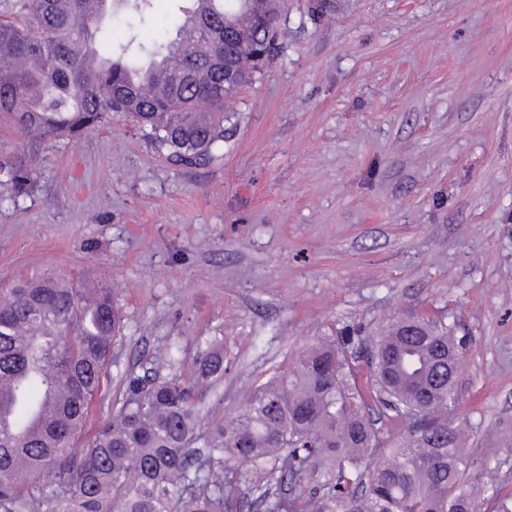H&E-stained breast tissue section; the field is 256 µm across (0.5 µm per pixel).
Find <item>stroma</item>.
Masks as SVG:
<instances>
[{
    "label": "stroma",
    "instance_id": "1",
    "mask_svg": "<svg viewBox=\"0 0 512 512\" xmlns=\"http://www.w3.org/2000/svg\"><path fill=\"white\" fill-rule=\"evenodd\" d=\"M180 0L118 15L113 43L174 37ZM277 52L229 98L222 159L180 169L126 121L50 145L35 194L0 202V288L52 273L125 317L84 438L128 375L221 342L206 404L315 340L408 310L463 348L453 416L473 452L512 420V0H280Z\"/></svg>",
    "mask_w": 512,
    "mask_h": 512
}]
</instances>
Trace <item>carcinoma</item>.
<instances>
[{"label":"carcinoma","mask_w":512,"mask_h":512,"mask_svg":"<svg viewBox=\"0 0 512 512\" xmlns=\"http://www.w3.org/2000/svg\"><path fill=\"white\" fill-rule=\"evenodd\" d=\"M19 0L0 20V117L24 140L0 150V189L37 188L51 142L73 141L114 114L131 118L155 153L176 167L222 155L234 114L225 101L251 83L276 46V7L264 26L254 0H184L175 37L147 49L105 40L104 20L142 16L153 0ZM248 28L249 41L229 34ZM192 33L200 49L184 56ZM179 60L158 91L132 80ZM123 317L112 289L32 278L0 289V512H481L498 498L481 461L512 448V423L493 447L467 453L450 418L448 325L414 309L372 336H320L291 366L272 369L239 410L217 416L205 392L224 375L210 348L191 380L133 375L105 424L83 446L92 402ZM57 409L32 426L48 397ZM379 412L401 431L388 442Z\"/></svg>","instance_id":"obj_1"}]
</instances>
